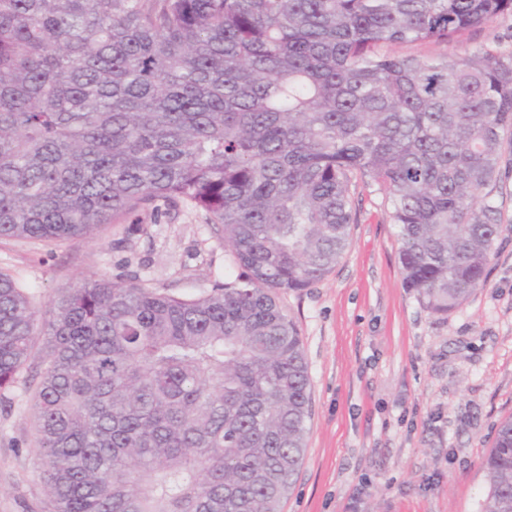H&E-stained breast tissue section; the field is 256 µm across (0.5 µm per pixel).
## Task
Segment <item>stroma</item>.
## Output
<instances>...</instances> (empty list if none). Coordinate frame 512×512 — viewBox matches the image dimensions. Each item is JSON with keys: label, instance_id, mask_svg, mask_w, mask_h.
Here are the masks:
<instances>
[{"label": "stroma", "instance_id": "1", "mask_svg": "<svg viewBox=\"0 0 512 512\" xmlns=\"http://www.w3.org/2000/svg\"><path fill=\"white\" fill-rule=\"evenodd\" d=\"M512 53V17L454 43L396 44L398 55ZM350 244L321 282L282 294L311 379L306 450L282 512H480L484 460L512 416V175L498 189L503 224L482 288L448 317L403 286L385 195L358 186ZM139 227L108 224L62 242L0 239V269L27 288L40 319L86 278L195 297L234 275L224 243L180 206ZM28 395L0 408V512H51L35 469Z\"/></svg>", "mask_w": 512, "mask_h": 512}]
</instances>
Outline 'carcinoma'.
Listing matches in <instances>:
<instances>
[{
  "label": "carcinoma",
  "mask_w": 512,
  "mask_h": 512,
  "mask_svg": "<svg viewBox=\"0 0 512 512\" xmlns=\"http://www.w3.org/2000/svg\"><path fill=\"white\" fill-rule=\"evenodd\" d=\"M512 0H0V239L90 237L182 203L239 273L194 299L88 279L39 320L0 271V405L33 390L53 512H281L310 377L278 295L335 268L385 193L404 286L482 287L512 171V54L457 41ZM46 357L32 366L36 337ZM480 512H512V416ZM484 47L495 53L509 55L512 51V17H499L481 31L472 33L454 43L421 42L396 44L390 49L397 55L421 57L446 56L449 60H460L475 48Z\"/></svg>",
  "instance_id": "1"
}]
</instances>
